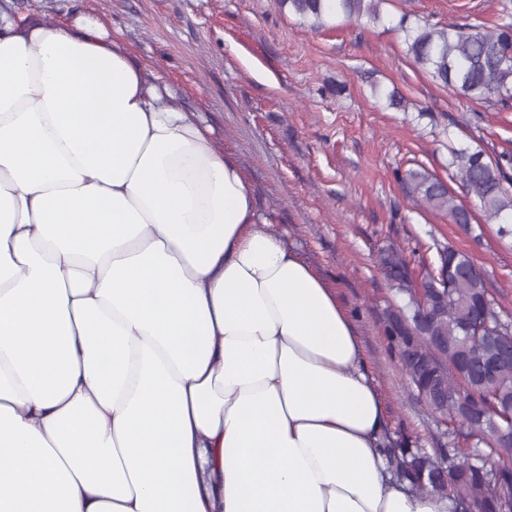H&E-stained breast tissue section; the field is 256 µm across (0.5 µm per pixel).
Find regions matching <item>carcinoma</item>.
Listing matches in <instances>:
<instances>
[{
	"mask_svg": "<svg viewBox=\"0 0 512 512\" xmlns=\"http://www.w3.org/2000/svg\"><path fill=\"white\" fill-rule=\"evenodd\" d=\"M311 27H319L324 18L323 0H277ZM332 10L346 18L367 16L379 20L378 0H334ZM502 12L510 21L491 27L471 25L412 29L408 18L401 20L407 32V54L433 78L470 100H494L504 107L512 103V8L503 4ZM451 165L456 168L467 194L476 198L487 220L498 221L512 212V155L494 158L483 151L459 150ZM404 184L417 199L443 211L455 224H470L471 214L448 190L446 185L417 171L406 173ZM468 254L454 251V264L442 269V301L434 335L416 336L406 344L402 326L414 321L415 305L409 314H392L388 318L387 336L398 349L405 373L418 396L433 413L455 419L465 431L468 442L448 449L447 463L435 460L420 448L391 449V463L399 480L407 481L416 491L448 498L454 512H512V464L496 469L486 467L480 458V445L496 441L497 429L490 423L474 422L457 413L455 373L438 352L453 357L464 339L468 317L480 316L501 330L512 333V321L503 320L491 297L486 279L464 276L462 268L472 266ZM492 353L485 336L471 337L465 361L471 374L464 394L475 406L484 404L481 368ZM489 383L497 387L499 407H512V361L502 365Z\"/></svg>",
	"mask_w": 512,
	"mask_h": 512,
	"instance_id": "1",
	"label": "carcinoma"
}]
</instances>
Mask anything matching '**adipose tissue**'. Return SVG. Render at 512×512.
I'll return each mask as SVG.
<instances>
[{
	"label": "adipose tissue",
	"mask_w": 512,
	"mask_h": 512,
	"mask_svg": "<svg viewBox=\"0 0 512 512\" xmlns=\"http://www.w3.org/2000/svg\"><path fill=\"white\" fill-rule=\"evenodd\" d=\"M334 288L99 21L0 7V512H450Z\"/></svg>",
	"instance_id": "1"
}]
</instances>
